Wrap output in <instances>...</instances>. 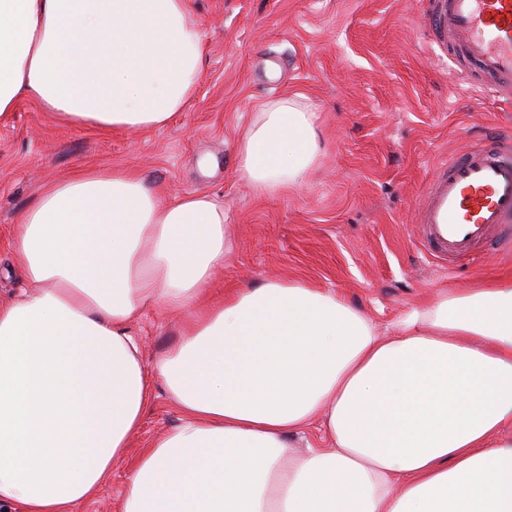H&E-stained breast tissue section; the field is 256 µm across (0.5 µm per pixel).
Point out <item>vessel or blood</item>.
Returning <instances> with one entry per match:
<instances>
[{
    "label": "vessel or blood",
    "mask_w": 512,
    "mask_h": 512,
    "mask_svg": "<svg viewBox=\"0 0 512 512\" xmlns=\"http://www.w3.org/2000/svg\"><path fill=\"white\" fill-rule=\"evenodd\" d=\"M424 19L461 80L478 71L487 90L512 96V0H429ZM418 222L427 255L445 265L511 240L512 158L483 144L442 160L421 193Z\"/></svg>",
    "instance_id": "obj_1"
}]
</instances>
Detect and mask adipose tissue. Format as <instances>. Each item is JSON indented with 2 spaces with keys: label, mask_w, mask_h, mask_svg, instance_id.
<instances>
[{
  "label": "adipose tissue",
  "mask_w": 512,
  "mask_h": 512,
  "mask_svg": "<svg viewBox=\"0 0 512 512\" xmlns=\"http://www.w3.org/2000/svg\"><path fill=\"white\" fill-rule=\"evenodd\" d=\"M206 54L192 0H0V118L169 125ZM303 96L264 102L236 172L302 186L322 148ZM233 248L205 193L166 200L130 166L81 168L20 215L0 297V504L78 512L111 477L154 380L180 421L139 457L118 512H512V276L439 291L382 331L335 292L272 277L211 289ZM183 316L147 369L132 325ZM320 426L329 444L294 454Z\"/></svg>",
  "instance_id": "adipose-tissue-1"
}]
</instances>
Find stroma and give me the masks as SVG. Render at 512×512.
I'll list each match as a JSON object with an SVG mask.
<instances>
[{
	"instance_id": "35a3bbf8",
	"label": "stroma",
	"mask_w": 512,
	"mask_h": 512,
	"mask_svg": "<svg viewBox=\"0 0 512 512\" xmlns=\"http://www.w3.org/2000/svg\"><path fill=\"white\" fill-rule=\"evenodd\" d=\"M207 44L197 93L170 126L139 133L57 123L31 101L0 120V266L17 217L50 179L129 165L167 198L223 200L234 248L225 290L270 276L329 288L380 325L437 288L512 273V251L437 267L419 247L417 203L440 159L471 143H512V100L460 83L435 52L424 0H193ZM304 95L323 155L300 188L261 195L235 171L252 112ZM178 313L149 311L133 331L153 366L180 339ZM179 422L162 382L111 481L79 512H117L141 453Z\"/></svg>"
}]
</instances>
